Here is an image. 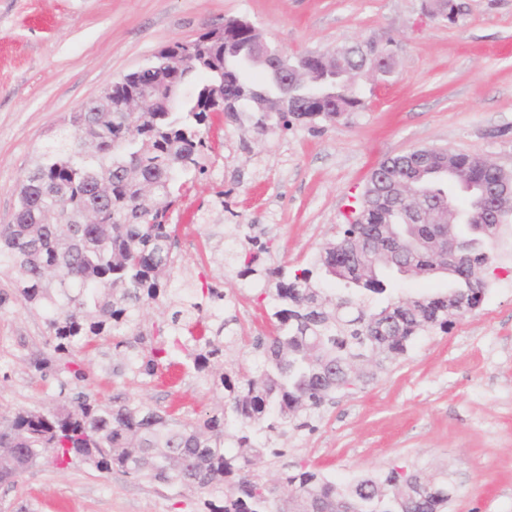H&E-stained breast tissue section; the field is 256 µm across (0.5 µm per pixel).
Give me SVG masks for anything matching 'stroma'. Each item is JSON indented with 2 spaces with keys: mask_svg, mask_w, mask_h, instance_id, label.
I'll use <instances>...</instances> for the list:
<instances>
[{
  "mask_svg": "<svg viewBox=\"0 0 512 512\" xmlns=\"http://www.w3.org/2000/svg\"><path fill=\"white\" fill-rule=\"evenodd\" d=\"M451 24L433 0H0V225L12 223L20 184L68 127L72 112L162 48L220 29L255 26L272 47L296 56L362 40L390 42L392 71L356 79L362 108L333 121L294 123L261 137L212 113L204 173L172 208L176 270L169 298L140 313L123 340L104 336L54 362L51 332L0 268V422L22 409L56 408L83 392L119 406L144 402L181 422L220 413L225 362L252 364L253 342L276 321L257 295L274 280L242 278L218 265L207 225L184 223L195 201L227 193L220 230L253 225L273 240L266 266H309L345 224L382 161L418 148L478 154L512 175V0H463ZM224 295L239 342L195 370L177 354V388L147 367L168 305L201 285ZM82 378H75V370ZM288 459L339 482L394 465L447 471L448 512H512V256L496 269L483 302L448 331L417 336L373 379L336 393L313 428L289 432ZM205 497L179 485L99 471L51 454L0 483V512H207Z\"/></svg>",
  "mask_w": 512,
  "mask_h": 512,
  "instance_id": "35a3bbf8",
  "label": "stroma"
}]
</instances>
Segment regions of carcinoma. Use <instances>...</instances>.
Here are the masks:
<instances>
[{
	"instance_id": "carcinoma-1",
	"label": "carcinoma",
	"mask_w": 512,
	"mask_h": 512,
	"mask_svg": "<svg viewBox=\"0 0 512 512\" xmlns=\"http://www.w3.org/2000/svg\"><path fill=\"white\" fill-rule=\"evenodd\" d=\"M238 23L229 19L222 31L263 44L252 24ZM220 40L221 34L207 31L184 50L172 72L156 65L166 88L191 75L204 76L183 112L154 104L134 115L120 111L121 101L137 86L131 75L112 86V111L94 106L74 113L73 133L63 134L22 180L13 223L0 225V264L13 273L24 301L43 314L56 353L68 355L97 336L126 335L137 327L143 306L168 295L175 269L170 209L184 187L179 175L203 171L209 146L201 127L211 113L245 119L257 135L275 125L286 129L294 120L331 121L362 106L354 86L336 76L368 69L384 54L392 57L389 44L375 41L356 42L338 57L309 51L301 59L312 71L309 80L325 95L304 99L298 80L294 104L286 107L268 79L249 78L259 61L241 59ZM428 153L423 169L414 161L415 150L385 161L393 175L421 193L419 223H432L429 213L457 206L462 195L459 212L470 220L461 231L470 235L475 225H489L488 243L473 249L462 265L444 268L448 291L396 297L380 307L367 297L386 292L391 269L377 263L364 271L346 260L345 246L358 245L370 225L404 223L397 188L372 175L362 192L364 204L310 266L288 278L280 268L265 269L278 277L275 291L266 293L278 321L276 335L258 343L262 362L254 370L232 363L225 368L221 414L180 423L143 404L114 407L79 395L71 407L21 410L0 424V453L21 471L27 456L50 452L62 464L73 449L82 448L83 459L99 471L117 468L136 478L220 495L222 504L210 512H445L454 494L446 477L393 466L341 483L288 464L287 449L270 447L288 429L310 426L333 394L360 384L364 364L382 370L407 352L415 336L446 330L458 309L480 306L484 271L512 233V214L497 223L485 219L483 196L499 189L498 179L472 155L434 148ZM269 252V243L241 231L228 259L239 266L240 276H251ZM328 282L343 284L342 291L326 293L320 284ZM223 298L209 288L195 294L190 308L172 310V340L157 341L148 365L158 367L186 351L197 370L208 368L224 344L237 341L230 328L236 317L223 320L211 336L193 337L196 349L179 336L201 322L192 311ZM276 464L280 476L272 480L266 466Z\"/></svg>"
}]
</instances>
